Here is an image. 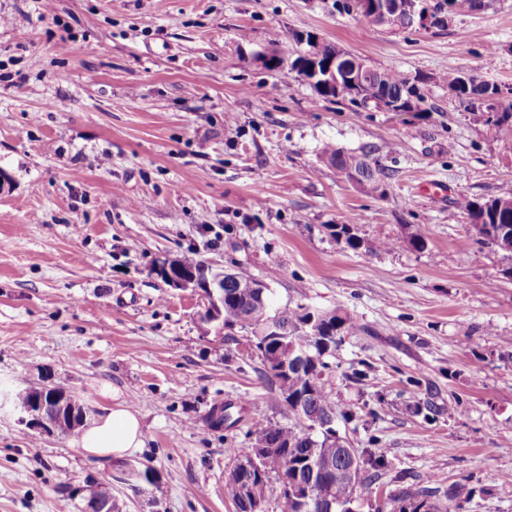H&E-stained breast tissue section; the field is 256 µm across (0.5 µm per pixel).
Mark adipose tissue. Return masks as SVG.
<instances>
[{"mask_svg": "<svg viewBox=\"0 0 512 512\" xmlns=\"http://www.w3.org/2000/svg\"><path fill=\"white\" fill-rule=\"evenodd\" d=\"M143 439L137 412L119 404L105 409L85 427L79 436V444L88 455L120 458L141 447Z\"/></svg>", "mask_w": 512, "mask_h": 512, "instance_id": "ef3b65f1", "label": "adipose tissue"}]
</instances>
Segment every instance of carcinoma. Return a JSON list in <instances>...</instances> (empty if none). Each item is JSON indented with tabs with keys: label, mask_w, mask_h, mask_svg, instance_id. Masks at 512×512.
Wrapping results in <instances>:
<instances>
[{
	"label": "carcinoma",
	"mask_w": 512,
	"mask_h": 512,
	"mask_svg": "<svg viewBox=\"0 0 512 512\" xmlns=\"http://www.w3.org/2000/svg\"><path fill=\"white\" fill-rule=\"evenodd\" d=\"M340 8L347 14L356 16L369 25H379L378 20L366 8L365 0H341ZM344 56V63L354 67L355 57L341 48L307 39V48L296 53L284 48L271 54L272 61L264 62L271 69L291 61L293 67L304 72L314 67L323 69L333 58ZM370 79L365 87H358L346 81L331 87H315L323 98L347 100L367 106L384 103L394 105L403 112H424L426 96L418 77H411L399 70H369ZM458 100L473 109H481L478 94L484 91L482 85L466 82L463 72L456 71L440 78ZM322 162L336 168L345 178L359 186L375 191L382 182L392 176L389 169L372 163L366 152L355 154L332 144L322 147ZM458 209L467 215L469 223L481 222L489 229L481 235V240L512 254V237L502 238L497 234L500 224L512 225V208L497 212L489 201L479 202L469 198L457 201ZM331 235L348 249L357 251L386 250L390 244L384 241L370 243L350 232L344 224L331 226ZM223 326L235 328L252 336L257 348L261 349L260 361L271 355L288 359V372L277 373L274 368L263 366L262 376L270 389L274 390L283 402L282 419H257L252 423V434L275 444L258 460L261 471L245 472L240 477L249 486L248 495L240 492L238 482L228 481L224 485V495L235 507V512H251L252 501L265 500L277 489L270 481L275 475L277 482L287 478L288 482L310 485V496L301 502L287 503L288 512H319L321 496L330 498L336 504L346 507L345 512H354L353 504L373 493L372 485L387 468L384 456L357 451L358 464L352 475L347 474L350 465L344 449L339 446L343 437L328 427L314 432L307 427L295 412L296 404L303 403L305 411L323 414L327 417H340L345 421L353 418L348 409L336 411L324 376L329 370L327 358L333 355L344 337L360 329L356 318L340 309L324 312L317 329L323 340L311 337L307 326L309 313L307 306L299 303L275 305L270 288L243 267H236L224 278ZM272 317L283 328L279 336H266L260 330V322ZM307 356L299 357L300 351ZM487 493L483 486L471 479L445 485L438 474H432L424 485H407L391 489L383 498H374L373 512H422L425 499L438 501L437 512H464L466 505L475 497Z\"/></svg>",
	"instance_id": "obj_1"
}]
</instances>
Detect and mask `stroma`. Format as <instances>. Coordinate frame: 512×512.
I'll return each instance as SVG.
<instances>
[{
	"label": "stroma",
	"instance_id": "1",
	"mask_svg": "<svg viewBox=\"0 0 512 512\" xmlns=\"http://www.w3.org/2000/svg\"><path fill=\"white\" fill-rule=\"evenodd\" d=\"M307 33L420 76L427 111L325 99L262 65ZM455 69L512 87V0L406 29L336 0H0V387L62 382L94 415L124 401L144 432L126 457L93 458L0 412V512H83L70 487L104 479L118 512H234L226 473L281 404L248 338L158 275L192 251L210 275L249 269L277 303L354 316L327 376L355 413L340 436L384 452L388 477L479 482L466 512H512V254L456 206L512 196V129L449 94ZM327 142L392 177L350 183L321 161ZM333 224L393 247L344 248ZM226 402L238 423L211 428Z\"/></svg>",
	"mask_w": 512,
	"mask_h": 512
}]
</instances>
